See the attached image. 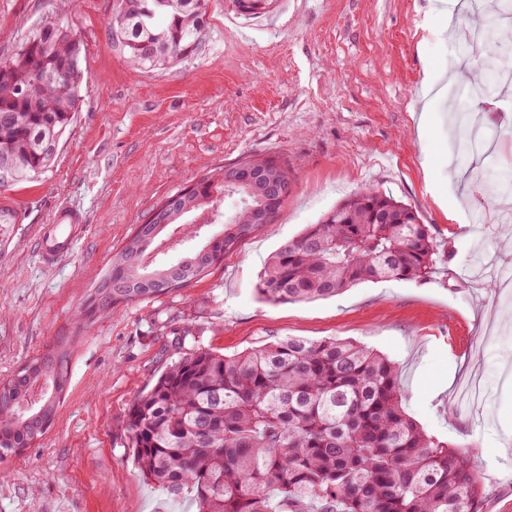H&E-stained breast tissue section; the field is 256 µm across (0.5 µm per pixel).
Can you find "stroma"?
Here are the masks:
<instances>
[{
	"label": "stroma",
	"mask_w": 512,
	"mask_h": 512,
	"mask_svg": "<svg viewBox=\"0 0 512 512\" xmlns=\"http://www.w3.org/2000/svg\"><path fill=\"white\" fill-rule=\"evenodd\" d=\"M116 0H0V59L61 17L84 43V100L54 164L0 192L26 213L0 236V380L73 336L70 384L53 426L0 460V512H190L129 456L127 412L166 364L196 347L233 355L288 336L358 341L401 369L403 404L430 435L469 452L482 512H512V220L475 181L512 174V91L482 113L491 158L451 157L460 126L426 103L424 71L448 62L446 0H276L259 17L208 0L201 49L162 70L113 46ZM431 112L425 131L417 116ZM277 156L292 191L273 223L169 294L123 303L75 329L112 254L161 198L245 158ZM372 187L416 207L440 253L424 281L364 283L309 302L257 293L265 259L346 197ZM87 216L71 254L46 267L37 229L55 210ZM457 405L449 414L448 405Z\"/></svg>",
	"instance_id": "35a3bbf8"
}]
</instances>
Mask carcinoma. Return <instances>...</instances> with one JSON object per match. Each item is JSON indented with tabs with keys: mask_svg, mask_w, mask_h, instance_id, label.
<instances>
[{
	"mask_svg": "<svg viewBox=\"0 0 512 512\" xmlns=\"http://www.w3.org/2000/svg\"><path fill=\"white\" fill-rule=\"evenodd\" d=\"M113 14L112 43L140 69L156 70L198 51L205 0H129ZM56 18L34 28L0 59V187L50 166L82 99L84 45ZM286 182L271 216L288 199L291 173L262 159ZM199 207L218 205L220 229L173 261L154 263L156 288L137 280L146 224L89 289L75 329L112 308L181 288L257 230L246 211L266 204L261 187L225 183L224 170L195 183ZM236 195L238 209L223 211ZM440 255L417 210L391 195L357 192L282 245L257 283L272 304L331 298L366 282L430 277ZM72 339L0 381V449L26 448L52 425L69 384ZM42 382L29 409L19 399ZM127 431L142 476L197 512H482L481 473L467 452L427 434L405 411L400 371L348 339L288 337L224 356L196 347L171 363L128 412Z\"/></svg>",
	"mask_w": 512,
	"mask_h": 512,
	"instance_id": "cac0c4a2",
	"label": "carcinoma"
}]
</instances>
